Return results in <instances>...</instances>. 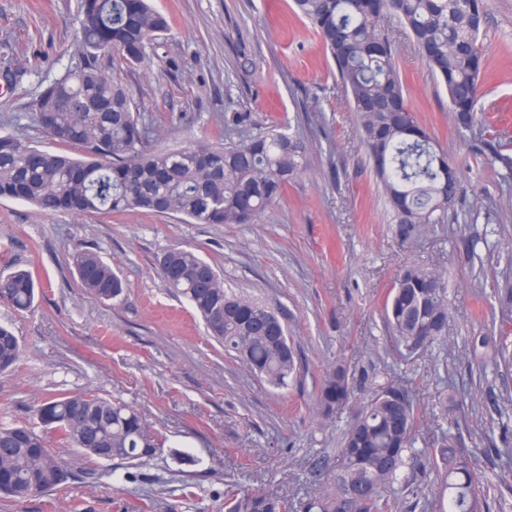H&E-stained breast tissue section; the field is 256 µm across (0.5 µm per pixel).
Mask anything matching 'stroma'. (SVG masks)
<instances>
[{
  "label": "stroma",
  "instance_id": "35a3bbf8",
  "mask_svg": "<svg viewBox=\"0 0 512 512\" xmlns=\"http://www.w3.org/2000/svg\"><path fill=\"white\" fill-rule=\"evenodd\" d=\"M170 30L129 81L163 146L219 141L279 125L303 137L306 162L257 224H186L125 211L45 214L0 199V272L29 269L35 306L0 303V323L23 354L0 374V426L39 427L40 401L87 393L135 404L165 441L144 465L74 460L71 477L44 496L0 498V512H146L164 493L178 512H224L232 484L300 499L341 464L349 418L322 427L315 390L344 365L355 395L387 379L408 388L420 430L459 422L478 469L497 470L485 447L512 444V369H479L473 342L512 324V0H488L486 79L477 126L458 130L448 96L400 27L396 65L409 108L458 170L461 196L446 224L393 219L348 106L336 66L291 0H153ZM78 0H0V133L40 149L47 137L29 103L84 65ZM97 252L125 280L101 303L80 288L67 254ZM193 250L225 288L264 301L288 326L298 371L274 388L207 336L201 319L169 294L156 258ZM411 264L439 269L451 309L448 339L402 361L383 313Z\"/></svg>",
  "mask_w": 512,
  "mask_h": 512
}]
</instances>
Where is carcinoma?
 Segmentation results:
<instances>
[{"mask_svg":"<svg viewBox=\"0 0 512 512\" xmlns=\"http://www.w3.org/2000/svg\"><path fill=\"white\" fill-rule=\"evenodd\" d=\"M299 13L336 63L349 103L386 202L398 224H441L460 193V177L448 179L450 163L418 123L403 95L396 69V42L381 29L397 16L432 75L448 94L455 126L476 123L486 47L487 0H294ZM79 38L88 58L80 69L48 85L32 101L31 115L49 137L80 150L77 157L42 150L21 138L0 135V198L28 202L42 213H93L144 209L177 215L195 224H255L280 201L302 171L305 143L285 134L258 132L211 147L160 149L152 129L140 119L129 93V72L150 57L169 23L149 0H80ZM112 55V66L98 62ZM92 101L97 111L87 112ZM81 288L100 302L114 301L123 280L98 254H70ZM157 264L169 291L184 298L202 317L224 351L277 388L294 374L288 328L261 301L224 288L220 273L194 251L173 247ZM36 283L29 271L0 274V301L30 309ZM448 289L441 272L407 266L391 289L385 318L399 357L409 359L448 337ZM21 357L17 336L0 325V373ZM512 367L505 332L481 363ZM347 370L328 372L315 392L321 423L330 422L351 399ZM41 423L82 457L136 464L164 450L144 414L118 400L63 395L37 407ZM452 430L427 437L417 429L413 400L395 380L376 385L354 402L339 455L342 467L314 494L294 502L264 491L224 496V512H389L385 492L415 498L423 493L418 466L434 448V467L448 491L438 512H488L484 479L476 453ZM70 464L27 425L0 427V495L39 496L69 478Z\"/></svg>","mask_w":512,"mask_h":512,"instance_id":"carcinoma-1","label":"carcinoma"}]
</instances>
